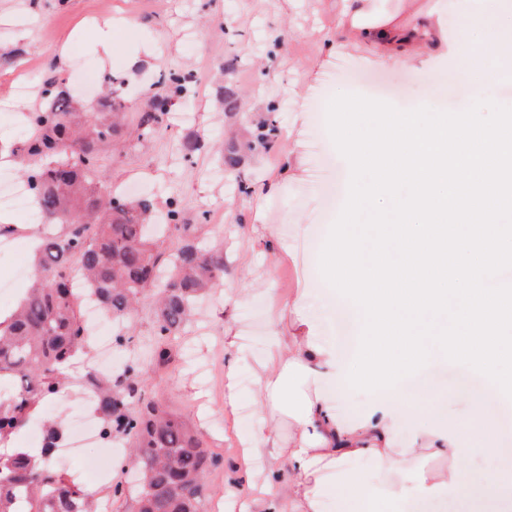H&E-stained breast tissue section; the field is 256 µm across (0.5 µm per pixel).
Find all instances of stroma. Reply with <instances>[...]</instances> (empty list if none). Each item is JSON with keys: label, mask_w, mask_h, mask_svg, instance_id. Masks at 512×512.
Segmentation results:
<instances>
[{"label": "stroma", "mask_w": 512, "mask_h": 512, "mask_svg": "<svg viewBox=\"0 0 512 512\" xmlns=\"http://www.w3.org/2000/svg\"><path fill=\"white\" fill-rule=\"evenodd\" d=\"M337 9V0H0V147L16 146L9 130L25 126L27 114L43 105L40 93L22 97L15 88L26 70L57 82L75 97L79 111L91 112L101 99L100 84L84 82L86 71L123 79L126 133L102 146L97 163L115 189L137 185L151 195L159 210L176 202L182 225L192 224L205 244L223 243L227 257L216 292L192 322L172 341L179 355L178 372L154 387L152 394L169 411L188 417L215 451L226 460L208 480V499L225 492L245 494V484L229 480L228 466L237 450V436L246 432L238 414L224 410V318H235L243 349L239 363L241 403L250 406L253 370L266 354L273 298L265 290L273 281L284 296L301 297L315 333L334 346L342 338L336 326L339 308L332 288L319 269V253L337 219L328 208L326 190L339 184L347 169L339 160L326 125L329 100L351 92L347 74L384 88L383 99L396 108L431 101L445 111L462 110L469 95L446 69L430 65L411 75L383 67L370 47H352L327 56L323 26ZM122 19L115 43L103 52L88 41L94 26ZM278 28L277 44L268 33ZM229 56L237 69L222 74L218 66ZM203 76L173 112H188V124L170 123L167 133L148 139L137 136V124L149 107L148 92L161 75ZM233 90L237 112L224 110V92ZM305 109H294L297 95ZM275 119L279 136L242 152L231 170H220L213 148L234 130L250 136L257 125ZM205 146L193 150L195 141ZM291 156L296 176L280 178L267 194L271 176H278L284 156ZM17 228L10 251L0 256V283L13 294L0 296V312L13 308L31 283L30 232L27 215L9 210ZM273 225L281 249L262 246L265 225ZM449 363L435 360L404 380L414 391L431 386L448 394V412L462 414L477 386L448 376ZM512 468V431L499 429L497 449L475 453L465 470L473 488L494 473ZM480 496L464 500L411 497L374 512H478Z\"/></svg>", "instance_id": "stroma-1"}]
</instances>
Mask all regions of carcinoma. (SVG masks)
I'll return each instance as SVG.
<instances>
[{
	"label": "carcinoma",
	"instance_id": "1",
	"mask_svg": "<svg viewBox=\"0 0 512 512\" xmlns=\"http://www.w3.org/2000/svg\"><path fill=\"white\" fill-rule=\"evenodd\" d=\"M176 74L159 81L157 95L181 98ZM43 109L29 114L32 134L19 162L41 216L36 278L11 318L0 322V512H96L97 496L68 480L52 463L64 438L57 421L42 427L39 455L5 449L30 426L43 404L59 394L67 369L88 353L81 318L84 296L112 315L118 348L134 345L124 324L140 301L156 306L155 334L146 353L158 367L175 362L172 338L191 322L194 304L218 286L224 246L202 244L190 224L181 225L178 248L165 254L150 238V199L127 201L112 194L96 165L100 145L123 135L118 112L73 111L70 94L48 81ZM164 113H142L139 137L163 129ZM79 259L86 287L67 278ZM93 410L107 435L120 439L136 459L135 477L112 482V500L129 512H207L208 475L224 456L208 448L181 414L148 396L140 358L127 359L117 376L85 375Z\"/></svg>",
	"mask_w": 512,
	"mask_h": 512
}]
</instances>
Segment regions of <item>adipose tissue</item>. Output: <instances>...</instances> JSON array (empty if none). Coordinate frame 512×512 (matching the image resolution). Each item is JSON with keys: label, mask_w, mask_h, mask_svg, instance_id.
<instances>
[{"label": "adipose tissue", "mask_w": 512, "mask_h": 512, "mask_svg": "<svg viewBox=\"0 0 512 512\" xmlns=\"http://www.w3.org/2000/svg\"><path fill=\"white\" fill-rule=\"evenodd\" d=\"M398 12L376 11L371 0H343L326 37L329 51L369 45L380 64L410 73L431 60L447 62L470 95L487 97L497 83L487 56L512 55V28L504 19L507 0H452L425 6L400 0ZM348 370L333 347L312 334L298 300L282 302L271 317L267 355L254 370V429L238 436L235 474L249 494L238 512H363L367 500H399L408 493L435 498L465 494L466 460L497 439V419L472 399L464 423L436 415L441 393H387L367 403L350 424L336 415L326 386L347 397ZM367 458L384 473L375 484L363 471L341 472L344 461ZM341 472L336 483L327 476ZM416 472L414 487L404 476Z\"/></svg>", "instance_id": "obj_1"}]
</instances>
